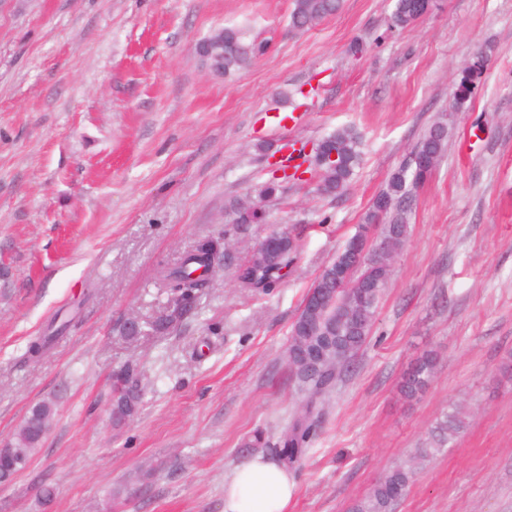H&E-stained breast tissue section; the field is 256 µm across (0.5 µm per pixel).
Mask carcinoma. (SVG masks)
I'll return each mask as SVG.
<instances>
[{
	"label": "carcinoma",
	"instance_id": "cac0c4a2",
	"mask_svg": "<svg viewBox=\"0 0 512 512\" xmlns=\"http://www.w3.org/2000/svg\"><path fill=\"white\" fill-rule=\"evenodd\" d=\"M341 8V0H294L290 21L298 30L310 29L324 18ZM422 15L418 0H395L390 17L391 25L407 28ZM204 64L210 69L229 75L249 65L266 52L262 44L246 41L243 29L237 26L224 28V52L209 50L206 39H201ZM486 72V59L477 55L462 71L454 91L457 104H464L481 84ZM448 140V125L437 123L412 152L410 161L394 173L386 189L373 200L365 216L368 224H383L382 237L386 247L394 254L401 250L409 234V224L404 204L412 190L428 178L420 160H439ZM306 172L316 180L317 190L324 196H333L344 190L361 163L360 142L350 129H339L315 147L305 158ZM229 209L237 224H255L262 220L260 209L247 201L234 200ZM224 250L220 239L201 238L193 248L164 265L159 280L168 288L173 308L156 317L150 326L157 333L169 329L172 322L188 312L196 296L210 286L209 274L217 257ZM295 240L268 253L261 262L255 254L237 271L238 286L249 291L268 292L279 286L286 276L283 269L290 268L298 258ZM347 263V249L342 248L322 269L312 289L326 290L323 302L312 308L302 305L292 322L288 339L287 365L289 380L306 395L305 403L277 438L271 442L265 433L256 430L242 443L250 452L270 451L287 470L297 469L306 457L320 427V414L316 398L336 385L341 373L352 357L365 344L376 311L387 287L391 269L364 262L349 270L351 288L336 292V271ZM67 328V323L52 325L46 334L32 341L27 350L31 359L44 354L56 339V334ZM437 367V358L431 351L423 353L403 374L399 392L407 400L417 398L428 386ZM144 389L137 367L124 364L112 377V401L109 415L112 426L121 428L132 421L141 411ZM56 401L44 399L33 404L15 430L8 447L34 458L51 427L56 415ZM469 417L461 404L438 422L433 431L431 446L420 448L416 456L393 466L374 485L371 492L358 500L352 512H394L397 491L408 488L414 465L441 450L455 434L462 430Z\"/></svg>",
	"mask_w": 512,
	"mask_h": 512
}]
</instances>
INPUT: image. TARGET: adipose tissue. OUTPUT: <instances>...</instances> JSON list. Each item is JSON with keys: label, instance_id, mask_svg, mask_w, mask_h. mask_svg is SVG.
<instances>
[{"label": "adipose tissue", "instance_id": "obj_1", "mask_svg": "<svg viewBox=\"0 0 512 512\" xmlns=\"http://www.w3.org/2000/svg\"><path fill=\"white\" fill-rule=\"evenodd\" d=\"M295 492L293 477L276 463L256 455L224 480V512H288Z\"/></svg>", "mask_w": 512, "mask_h": 512}]
</instances>
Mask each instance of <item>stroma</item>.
I'll use <instances>...</instances> for the list:
<instances>
[{
  "mask_svg": "<svg viewBox=\"0 0 512 512\" xmlns=\"http://www.w3.org/2000/svg\"><path fill=\"white\" fill-rule=\"evenodd\" d=\"M437 4L397 29L394 0H344L297 31L293 0H0V443L34 403H57L39 452L0 484V512H224L242 439L277 438L302 400L286 351L308 289L437 122L447 148L408 202L365 345L319 400L289 512H351L458 402L468 425L395 512H512V0ZM233 25L267 51L211 74L195 45ZM480 52L485 80L454 108ZM277 113L295 120L278 127ZM346 127L363 162L340 195L288 181L258 199L273 178L264 145ZM235 197L258 201L263 222L234 224ZM275 231L300 244L285 281L239 288L238 264ZM206 236L230 244L210 288L154 333L170 305L160 266ZM60 314L70 330L27 360ZM132 314L145 325L133 343L116 330ZM430 350L436 373L405 400L399 382ZM129 360L145 403L116 429L111 375Z\"/></svg>",
  "mask_w": 512,
  "mask_h": 512,
  "instance_id": "stroma-1",
  "label": "stroma"
}]
</instances>
